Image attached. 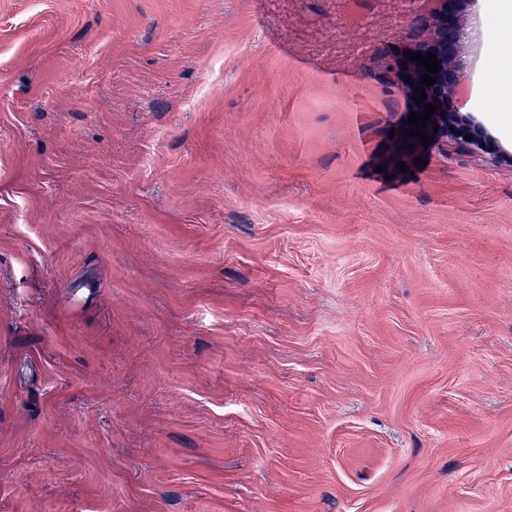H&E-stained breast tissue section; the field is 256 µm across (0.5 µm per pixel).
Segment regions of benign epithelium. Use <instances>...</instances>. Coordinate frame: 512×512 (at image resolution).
<instances>
[{
    "label": "benign epithelium",
    "instance_id": "7a95c632",
    "mask_svg": "<svg viewBox=\"0 0 512 512\" xmlns=\"http://www.w3.org/2000/svg\"><path fill=\"white\" fill-rule=\"evenodd\" d=\"M463 38L464 32L460 27L456 26L450 30L448 20H440L434 26L430 39L415 48V51L424 56L435 54L441 69L436 73H429L425 66L408 57L403 58V77L410 78V82L402 83V89L409 97H415V87L419 86L421 76L425 72L429 73V76L435 79V83L431 86L424 84L422 88L427 94L426 102L438 106V110L432 114V119L439 125V129H434L436 124L429 123L424 127L419 122L414 123V127L424 128V132L436 141L451 137L464 143L468 142L482 152L495 156L498 154L496 144L490 139H476L475 123L471 118L453 121L448 117V94L458 91L460 84L463 83L464 60L459 54V44Z\"/></svg>",
    "mask_w": 512,
    "mask_h": 512
}]
</instances>
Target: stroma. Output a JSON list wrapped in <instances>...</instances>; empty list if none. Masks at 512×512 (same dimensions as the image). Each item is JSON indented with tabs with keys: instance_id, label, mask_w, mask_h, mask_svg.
Instances as JSON below:
<instances>
[{
	"instance_id": "obj_1",
	"label": "stroma",
	"mask_w": 512,
	"mask_h": 512,
	"mask_svg": "<svg viewBox=\"0 0 512 512\" xmlns=\"http://www.w3.org/2000/svg\"><path fill=\"white\" fill-rule=\"evenodd\" d=\"M511 2L0 0V512H512ZM448 37L453 43V50L448 53ZM464 38V32L459 27H454L448 35V20L441 19L433 28L430 39L418 46L414 50V53L420 52L424 57H427L429 53H433L436 56V60L441 65L439 72H429L424 65H418L417 61H410V54L408 57H404L401 62V68L403 71V83L402 89L413 101V107L409 112H424V104L432 103L437 104L438 110L431 115L432 120L437 122L439 129L437 133H434V125L432 121L428 120V124L424 132L428 136H434L433 141L428 147L432 146L435 142L440 139L448 140V136L467 143L475 145L482 152L497 156L498 148L491 139L478 140L475 137V123L468 116L464 120L451 121L448 115V94L457 92L460 89V84L463 83L462 72L464 70V60L459 54V44ZM423 73L429 74V76L435 79V83L431 86L419 84V80ZM406 77L410 78V82L414 83V87H411L410 83L405 82ZM415 87L424 88L427 94V99L423 104L417 106L413 97H419L420 92L414 94ZM465 136H471V140L465 139Z\"/></svg>"
}]
</instances>
